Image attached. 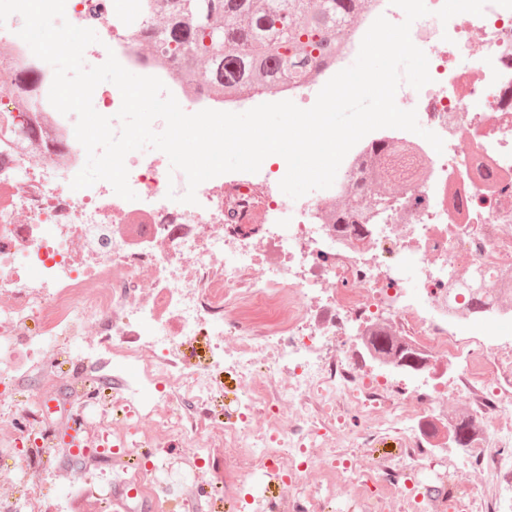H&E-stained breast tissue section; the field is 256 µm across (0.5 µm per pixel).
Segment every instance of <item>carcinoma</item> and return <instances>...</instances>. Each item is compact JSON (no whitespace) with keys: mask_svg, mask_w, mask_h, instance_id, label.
Segmentation results:
<instances>
[{"mask_svg":"<svg viewBox=\"0 0 512 512\" xmlns=\"http://www.w3.org/2000/svg\"><path fill=\"white\" fill-rule=\"evenodd\" d=\"M368 0H142L148 38L177 67L189 86L215 94L302 82L330 63L341 32L367 8ZM392 145L370 150L360 177L379 190L391 179ZM362 197L338 204L347 223Z\"/></svg>","mask_w":512,"mask_h":512,"instance_id":"cac0c4a2","label":"carcinoma"}]
</instances>
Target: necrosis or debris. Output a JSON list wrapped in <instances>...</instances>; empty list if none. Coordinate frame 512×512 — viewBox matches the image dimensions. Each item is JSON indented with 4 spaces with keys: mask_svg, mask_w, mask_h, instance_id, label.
<instances>
[{
    "mask_svg": "<svg viewBox=\"0 0 512 512\" xmlns=\"http://www.w3.org/2000/svg\"><path fill=\"white\" fill-rule=\"evenodd\" d=\"M444 0H425L429 15L416 20L413 43L429 62L431 83L400 86L399 108L416 110L419 124L444 141L436 152L421 136L383 128L346 155L329 189L295 202L276 184L285 160L255 173L222 174L200 184L196 204L167 199L184 194L170 182L164 156L129 159L133 201L110 183L72 190L86 152L74 134L76 115L49 102L52 71L19 37L20 15L0 27L9 48L0 70L41 69L29 101L16 89L0 93V381L17 387L45 373L50 348L73 351L76 374H95L116 398L123 420L110 423L119 452L133 453L151 433L186 445L160 466L109 469L88 459L72 470L87 486L124 487L130 499L153 500L159 512L180 501L201 512L202 490L221 473L213 448L241 463L243 481L281 480L291 512H324L336 498V479L360 487L346 512H382L396 499L399 512H498L512 505V351L489 342H465L472 320L469 291L491 298L483 319L512 325V10L488 0L483 15L462 13L441 23ZM88 0H66L65 16L93 28L99 41L84 51L88 67L108 54L138 75L159 77L188 113L237 112L245 96L188 89L160 49L143 45L135 0H112L111 13L89 14ZM403 22L390 0H371L345 33L332 64L302 83L284 82L271 101L307 109L321 88L355 60L378 16ZM403 146L423 169L421 178L396 182L382 210L365 208L359 224L336 220V204L359 189L361 161L376 143ZM208 331L210 365L187 350ZM405 342L418 364L411 384L400 383L392 359L364 377L350 344L370 350L376 332ZM456 370V385L471 399L476 434L470 462L487 466L496 500L464 490L454 496L419 491L423 470L440 479L457 469L432 456V423L448 390L439 377ZM234 372L245 401L225 421L212 406L224 387L217 369ZM502 383L488 385L489 374ZM294 417L283 418L282 406ZM355 410L365 426L336 451L338 408ZM19 425L21 443L0 445V470L21 471L19 498L0 500V512H38V476L53 448L56 411L29 399L1 401L0 419ZM401 448L398 463L360 456L387 439ZM326 470L316 486L307 470Z\"/></svg>",
    "mask_w": 512,
    "mask_h": 512,
    "instance_id": "obj_1",
    "label": "necrosis or debris"
}]
</instances>
